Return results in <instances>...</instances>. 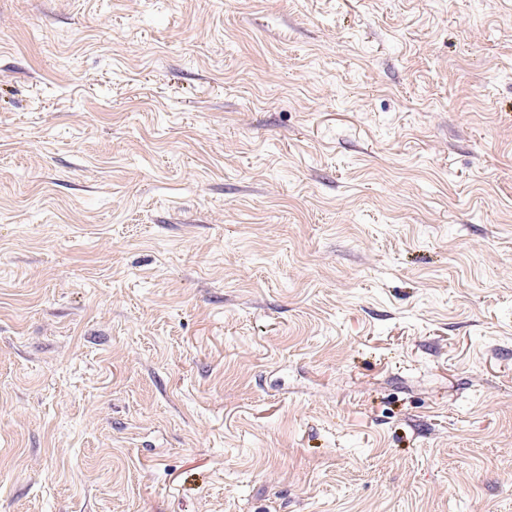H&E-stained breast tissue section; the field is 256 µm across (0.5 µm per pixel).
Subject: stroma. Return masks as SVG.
I'll return each mask as SVG.
<instances>
[{
	"label": "stroma",
	"instance_id": "1",
	"mask_svg": "<svg viewBox=\"0 0 512 512\" xmlns=\"http://www.w3.org/2000/svg\"><path fill=\"white\" fill-rule=\"evenodd\" d=\"M0 512H512V0H0Z\"/></svg>",
	"mask_w": 512,
	"mask_h": 512
}]
</instances>
